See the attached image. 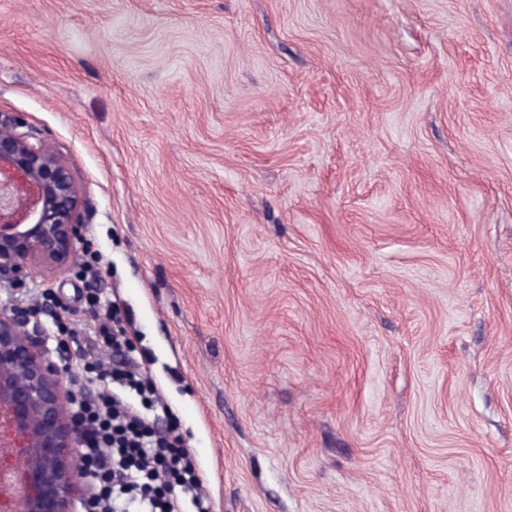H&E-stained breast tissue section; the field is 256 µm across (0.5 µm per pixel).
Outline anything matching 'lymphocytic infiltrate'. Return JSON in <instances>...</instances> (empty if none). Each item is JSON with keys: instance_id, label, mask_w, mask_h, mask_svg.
Here are the masks:
<instances>
[{"instance_id": "f902f5d3", "label": "lymphocytic infiltrate", "mask_w": 512, "mask_h": 512, "mask_svg": "<svg viewBox=\"0 0 512 512\" xmlns=\"http://www.w3.org/2000/svg\"><path fill=\"white\" fill-rule=\"evenodd\" d=\"M92 382H75L71 401L85 429L82 454L91 512H180L198 477L192 457L140 406L154 386L128 357H93Z\"/></svg>"}]
</instances>
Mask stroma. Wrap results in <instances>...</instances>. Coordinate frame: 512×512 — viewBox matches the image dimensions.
Segmentation results:
<instances>
[{
	"label": "stroma",
	"instance_id": "35a3bbf8",
	"mask_svg": "<svg viewBox=\"0 0 512 512\" xmlns=\"http://www.w3.org/2000/svg\"><path fill=\"white\" fill-rule=\"evenodd\" d=\"M0 113L71 172L186 512H512V0H0ZM82 288L20 289L50 353H99Z\"/></svg>",
	"mask_w": 512,
	"mask_h": 512
}]
</instances>
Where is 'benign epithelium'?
I'll return each instance as SVG.
<instances>
[{
    "label": "benign epithelium",
    "mask_w": 512,
    "mask_h": 512,
    "mask_svg": "<svg viewBox=\"0 0 512 512\" xmlns=\"http://www.w3.org/2000/svg\"><path fill=\"white\" fill-rule=\"evenodd\" d=\"M51 143L0 115V273L14 283L76 273L85 226ZM40 306L0 300V512H78L73 450L83 428L63 401L64 370L30 340Z\"/></svg>",
    "instance_id": "benign-epithelium-1"
}]
</instances>
